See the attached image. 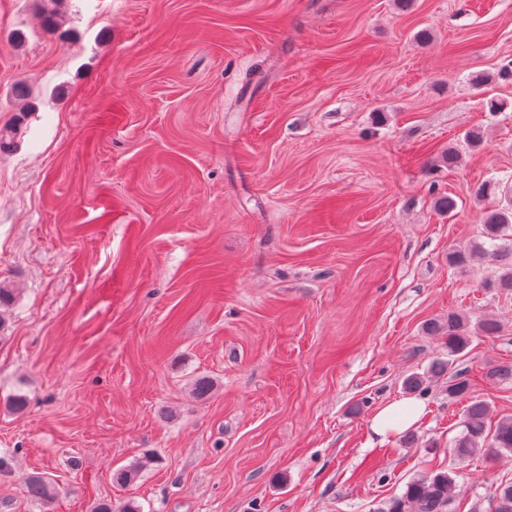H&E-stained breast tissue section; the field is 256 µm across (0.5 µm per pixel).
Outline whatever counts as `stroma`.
I'll use <instances>...</instances> for the list:
<instances>
[{
	"label": "stroma",
	"mask_w": 512,
	"mask_h": 512,
	"mask_svg": "<svg viewBox=\"0 0 512 512\" xmlns=\"http://www.w3.org/2000/svg\"><path fill=\"white\" fill-rule=\"evenodd\" d=\"M48 7L0 0V127L22 124L0 153V512H378L445 467L449 512H490L512 457L452 454L442 382L413 443L370 420L442 355L424 325L451 310L500 320L458 365L512 418V383L484 377L512 364V294L493 262L448 264L512 201L474 194L512 188V0ZM25 492L30 501L45 503L51 496V486L46 477L39 474L28 475L25 480Z\"/></svg>",
	"instance_id": "1"
}]
</instances>
